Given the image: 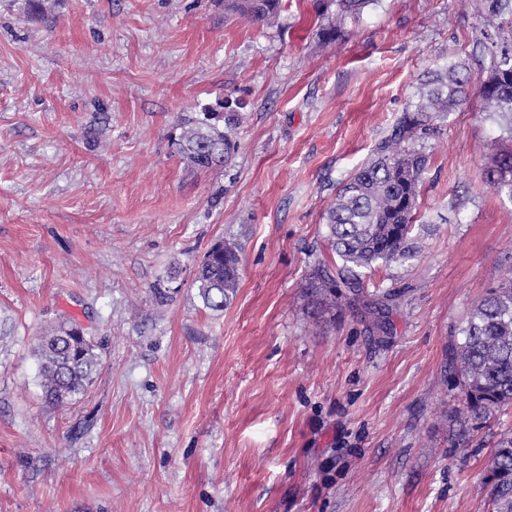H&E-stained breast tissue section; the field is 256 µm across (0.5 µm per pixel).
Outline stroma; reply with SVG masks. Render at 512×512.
<instances>
[{
    "label": "stroma",
    "mask_w": 512,
    "mask_h": 512,
    "mask_svg": "<svg viewBox=\"0 0 512 512\" xmlns=\"http://www.w3.org/2000/svg\"><path fill=\"white\" fill-rule=\"evenodd\" d=\"M511 22L479 0H283L274 27L224 0H0V512H493L512 409L459 424L448 369L512 268L487 176L512 142L478 98L417 144L414 259L367 273L357 307L307 289L335 259L327 209L425 73L479 86ZM220 95L245 103L238 150L199 169L175 126ZM224 240L241 278L214 311L193 271ZM66 319L101 364L53 407L32 347Z\"/></svg>",
    "instance_id": "35a3bbf8"
}]
</instances>
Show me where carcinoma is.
Returning a JSON list of instances; mask_svg holds the SVG:
<instances>
[{
    "instance_id": "1",
    "label": "carcinoma",
    "mask_w": 512,
    "mask_h": 512,
    "mask_svg": "<svg viewBox=\"0 0 512 512\" xmlns=\"http://www.w3.org/2000/svg\"><path fill=\"white\" fill-rule=\"evenodd\" d=\"M283 0H224V9L273 26ZM374 0H336L337 14L358 13ZM494 47L492 64L478 92L480 110L506 120L512 134V42ZM468 77L451 66L421 83L411 103L376 147L373 156L337 191L326 214V240L341 265L315 267L310 290L322 295L344 289L350 302L363 286L360 270L405 263L415 256L411 233L416 222L421 177L428 158L415 142L437 130L438 122L466 102ZM244 103L227 97L207 106L200 117L180 119L176 145L190 162L213 168L231 162L235 152L228 131ZM497 192L512 201V150L500 154L489 170ZM241 248L233 241L214 245L198 265L193 285L203 305L222 310L239 288ZM461 339L448 352V365L461 387L467 412L484 421L512 407V273L474 305ZM96 346L72 320L35 338L39 385L46 400L63 406L86 391L100 364ZM487 472L496 512H512V437L490 452Z\"/></svg>"
}]
</instances>
